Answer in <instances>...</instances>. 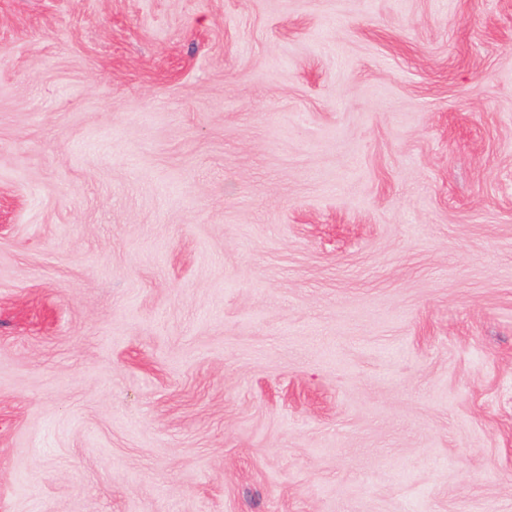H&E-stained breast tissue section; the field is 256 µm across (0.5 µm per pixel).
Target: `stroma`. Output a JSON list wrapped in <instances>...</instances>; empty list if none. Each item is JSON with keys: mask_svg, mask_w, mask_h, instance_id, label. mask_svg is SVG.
Wrapping results in <instances>:
<instances>
[{"mask_svg": "<svg viewBox=\"0 0 512 512\" xmlns=\"http://www.w3.org/2000/svg\"><path fill=\"white\" fill-rule=\"evenodd\" d=\"M0 512H512V0H0Z\"/></svg>", "mask_w": 512, "mask_h": 512, "instance_id": "stroma-1", "label": "stroma"}]
</instances>
